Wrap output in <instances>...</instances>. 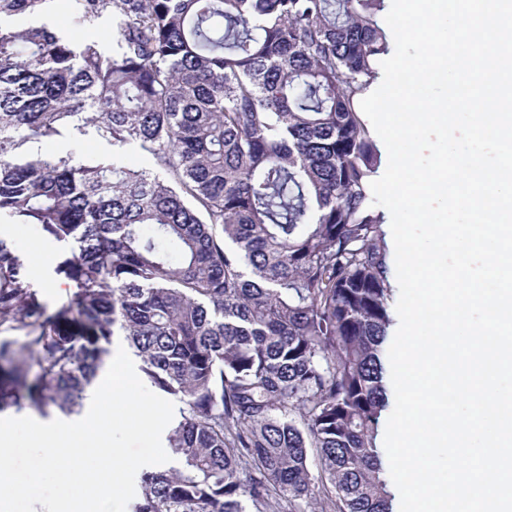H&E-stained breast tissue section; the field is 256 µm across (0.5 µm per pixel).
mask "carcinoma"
Instances as JSON below:
<instances>
[{"instance_id": "cac0c4a2", "label": "carcinoma", "mask_w": 512, "mask_h": 512, "mask_svg": "<svg viewBox=\"0 0 512 512\" xmlns=\"http://www.w3.org/2000/svg\"><path fill=\"white\" fill-rule=\"evenodd\" d=\"M53 2L0 0V220L64 244L73 292L49 312L0 235V333L23 338L0 340V413L79 412L122 336L179 415L178 466L141 473L134 512H392L360 107L384 0H71L110 42ZM71 129L112 159L42 150Z\"/></svg>"}]
</instances>
